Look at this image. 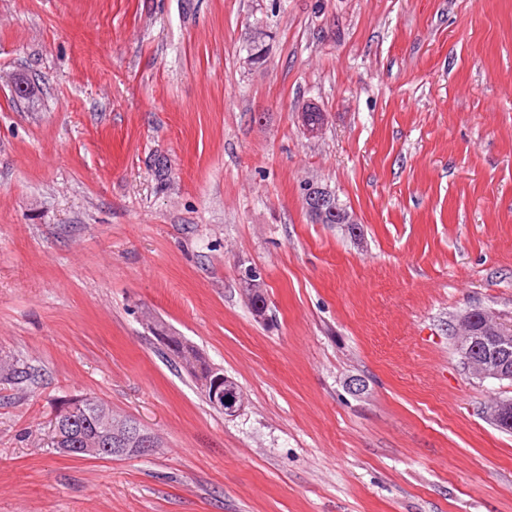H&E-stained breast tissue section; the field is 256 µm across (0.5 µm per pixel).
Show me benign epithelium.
<instances>
[{
	"label": "benign epithelium",
	"instance_id": "benign-epithelium-1",
	"mask_svg": "<svg viewBox=\"0 0 512 512\" xmlns=\"http://www.w3.org/2000/svg\"><path fill=\"white\" fill-rule=\"evenodd\" d=\"M304 198L309 216L315 224L336 222L354 229L357 220L353 213L343 208L337 196L318 184L305 185ZM456 333L464 362L479 379L512 381V323L500 321L492 312L474 308L457 319ZM212 404L233 417L244 406L245 398L238 383L218 373L205 382ZM486 418L501 429L512 431V398H498L485 407Z\"/></svg>",
	"mask_w": 512,
	"mask_h": 512
}]
</instances>
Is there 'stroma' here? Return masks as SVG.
<instances>
[{
	"instance_id": "1",
	"label": "stroma",
	"mask_w": 512,
	"mask_h": 512,
	"mask_svg": "<svg viewBox=\"0 0 512 512\" xmlns=\"http://www.w3.org/2000/svg\"><path fill=\"white\" fill-rule=\"evenodd\" d=\"M473 308L512 320V0H0V358L34 370L0 379V512H512ZM81 396L160 448L57 454ZM304 198L309 216L315 224H330L336 216V224H344L348 229H354L357 220L353 213L344 209L338 202L337 196L329 189L318 184L307 183ZM332 224V223H331ZM176 347L171 349L168 347L166 350L167 354L175 363H181L184 365L188 373L195 379L198 385H200L201 392L203 393L207 403L216 411L210 403L207 391L210 393L212 404L222 410L225 416L233 417L238 414L244 406L245 398L243 392L238 383L232 378L218 373L212 380H204L212 369V365L208 363L199 353L194 345L186 340L177 341Z\"/></svg>"
}]
</instances>
